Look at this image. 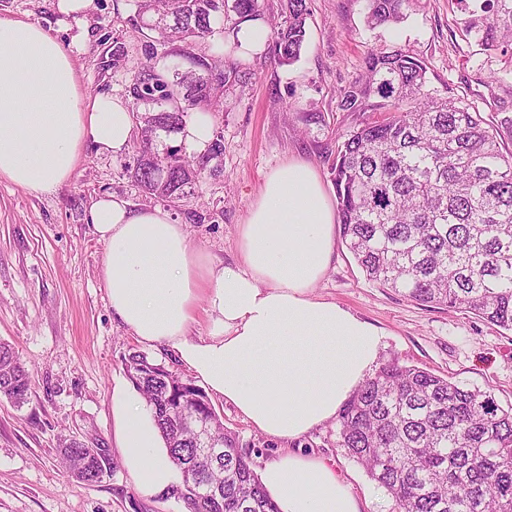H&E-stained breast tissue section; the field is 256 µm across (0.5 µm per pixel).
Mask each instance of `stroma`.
Here are the masks:
<instances>
[{"label": "stroma", "mask_w": 512, "mask_h": 512, "mask_svg": "<svg viewBox=\"0 0 512 512\" xmlns=\"http://www.w3.org/2000/svg\"><path fill=\"white\" fill-rule=\"evenodd\" d=\"M55 3L0 0V17L41 24L71 45L86 95L129 100L144 41L133 21L134 0H91L76 16L59 13ZM479 7L478 0H408L402 23L372 29L367 0H309L299 60L280 66L265 50L243 59L252 79L224 93L222 111L211 115L224 144L219 170L179 202L159 203L132 181L126 166L136 155L134 139L116 155L85 149L71 179L52 196L35 197L0 179V342L15 347L30 374L25 404L0 397V512H185L162 494L142 498L123 466L85 484L60 464L63 437L111 448L112 387L126 376L125 357L142 349L112 313L98 275L105 245L86 220L92 203L113 195L135 208L165 206L213 259H236L238 227L268 172L299 158L333 192L326 156L337 134L363 118L340 109V94L363 72L371 49L398 46L418 54L431 88L471 104L485 120L512 116V47L483 50L460 29ZM116 41L125 57L113 58ZM314 293L382 330V360L491 390L501 407L512 406L511 332L466 311L419 306L369 282L341 239ZM213 406L253 469L274 457L277 444L233 407L219 400ZM298 445L332 462L376 512H396L391 496L339 448L335 425Z\"/></svg>", "instance_id": "obj_1"}]
</instances>
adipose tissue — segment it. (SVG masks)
<instances>
[{"label":"adipose tissue","mask_w":512,"mask_h":512,"mask_svg":"<svg viewBox=\"0 0 512 512\" xmlns=\"http://www.w3.org/2000/svg\"><path fill=\"white\" fill-rule=\"evenodd\" d=\"M132 115L79 88L72 49L41 25L0 18V178L33 195L72 177L82 151L119 154ZM88 223L106 250L115 316L148 346L172 349L210 397L278 443L259 479L279 512H362L346 480L295 441L335 421L378 366L382 333L315 296L335 250L336 216L315 170L289 161L266 177L238 230L239 257L217 262L159 207L109 196ZM206 331L190 336L197 313ZM112 442L138 493L175 484L152 410L134 385L111 394Z\"/></svg>","instance_id":"1"}]
</instances>
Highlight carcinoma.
<instances>
[{"instance_id":"cac0c4a2","label":"carcinoma","mask_w":512,"mask_h":512,"mask_svg":"<svg viewBox=\"0 0 512 512\" xmlns=\"http://www.w3.org/2000/svg\"><path fill=\"white\" fill-rule=\"evenodd\" d=\"M407 0H368L371 27L397 24ZM283 25L269 45L274 61L289 65L306 41L308 0H282ZM171 23L160 33L167 62L155 43L144 44L131 96L153 104L140 117L141 145L131 177L151 196L173 201L199 180L223 149L217 138L197 156L169 153L154 162L158 132L176 133L186 106L221 111L220 92L251 73L217 57L201 42L218 35L239 48L240 26L260 16L259 0H136V18ZM465 32L488 50L512 43V0H483L481 13L463 21ZM346 112H377L336 139L330 164L345 243L368 281L426 307L470 312L512 332V153H503L496 128L459 99L429 88L423 58L400 47L371 50L364 72L344 90ZM125 366L151 407L180 482L169 497L187 512H279L263 489L238 436L216 424L224 442V491L203 500L194 487L216 472L197 459L192 433L182 426L197 395L199 414L213 405L185 380L167 384L165 366L134 351ZM29 373L18 352L0 342V397L28 399ZM340 447L361 464L398 512H512V407L494 396L416 366L381 364L346 401L336 419ZM72 477L100 480L106 458H90L71 441L60 448Z\"/></svg>"}]
</instances>
